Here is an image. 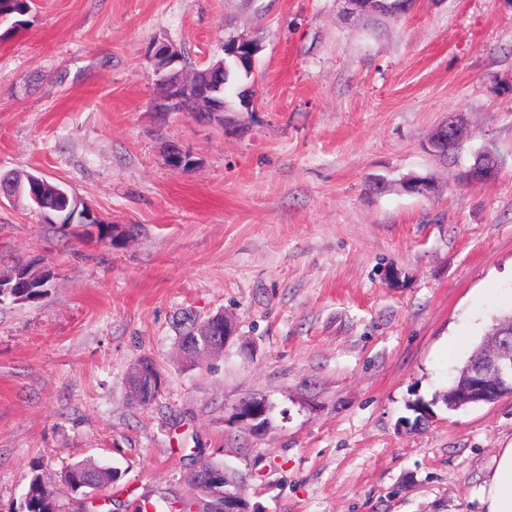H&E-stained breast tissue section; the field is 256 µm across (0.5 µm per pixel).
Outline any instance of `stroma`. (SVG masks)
I'll list each match as a JSON object with an SVG mask.
<instances>
[{"instance_id": "stroma-1", "label": "stroma", "mask_w": 512, "mask_h": 512, "mask_svg": "<svg viewBox=\"0 0 512 512\" xmlns=\"http://www.w3.org/2000/svg\"><path fill=\"white\" fill-rule=\"evenodd\" d=\"M28 20L0 41V173L65 185L112 235L0 203V271H55L0 303V512L35 474L61 512H137L196 496L207 464L259 512H480L512 397L435 396L512 312V5L415 0L378 31L341 0H35ZM241 33L253 108L156 110L154 42L204 68ZM451 113L467 136L445 158L429 139ZM485 150L499 173L468 184ZM411 174L435 193L404 191ZM220 311L233 338L187 364L185 318ZM146 357L165 384L142 407ZM251 396L264 429L235 415ZM420 399L433 419L400 429ZM84 459L119 480L71 493L59 475ZM147 364L145 361H141L137 364L134 371L131 374V379L134 383V385H137L138 392H140V399L141 400H149L151 396H154L155 399L157 398L161 386L159 385L157 390H154L153 385V378L149 377L146 378L147 374Z\"/></svg>"}]
</instances>
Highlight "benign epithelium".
Masks as SVG:
<instances>
[{
	"instance_id": "7a95c632",
	"label": "benign epithelium",
	"mask_w": 512,
	"mask_h": 512,
	"mask_svg": "<svg viewBox=\"0 0 512 512\" xmlns=\"http://www.w3.org/2000/svg\"><path fill=\"white\" fill-rule=\"evenodd\" d=\"M376 5L384 6V0H343L346 14L362 18L368 9ZM233 47L231 55L247 68L255 63L257 47L251 39L242 34L230 40ZM158 61L156 68L159 82L166 88L167 95L158 103L161 112H228L230 107L218 103L213 93L219 91L222 82L218 81L224 72V64L211 67L204 72V78L192 81L187 70L184 52L173 43L159 44L150 61ZM465 137V127L460 115L451 113L445 122L438 125L430 138L433 151L439 155L448 151V144L460 143ZM499 160L491 152L478 165L468 169L466 179L472 184H481L494 179L499 173ZM42 279L32 277L27 270L18 269L7 274H0V292L12 288H35ZM202 331L209 337L206 348H198L196 331ZM233 323L222 313L197 322L190 329V334L178 343V351L184 357L200 359L205 355L221 352L224 345L234 335ZM147 364L141 361L131 374V379L138 387L140 399L148 400L158 396L154 389L153 378L146 377ZM512 396V330L505 329L488 338L482 355L471 366L464 382L449 395V405L456 406L463 402L495 403L505 396ZM236 417L248 422L255 429L263 426L267 415V400L248 397L241 400L235 408ZM196 481L202 486H218V492L210 494L200 501L194 512H252L250 504L237 489L226 487L227 474L222 467L206 466L195 473Z\"/></svg>"
}]
</instances>
